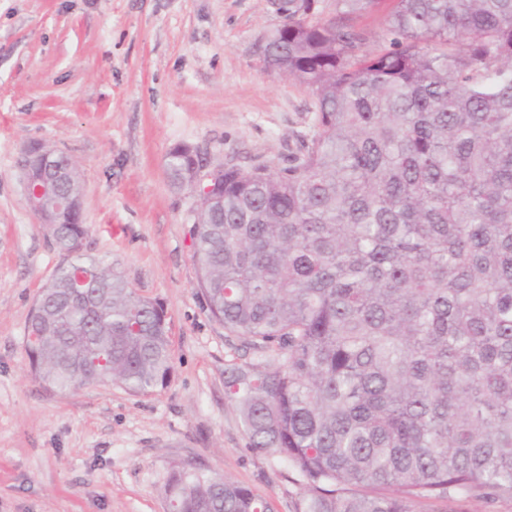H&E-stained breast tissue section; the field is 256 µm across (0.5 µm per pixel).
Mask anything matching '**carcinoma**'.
<instances>
[{"label": "carcinoma", "instance_id": "1", "mask_svg": "<svg viewBox=\"0 0 512 512\" xmlns=\"http://www.w3.org/2000/svg\"><path fill=\"white\" fill-rule=\"evenodd\" d=\"M382 0H280L263 46L314 99L288 164L224 166L200 197L193 258L211 317L278 357L230 363L224 393L248 447L301 478L296 512H415L490 488L512 499V0H392L389 44L356 16ZM198 154L167 157L190 188ZM49 151L31 175L65 171ZM43 225L66 262L36 300L26 346L57 391L136 395L172 371L164 308L86 257L91 225ZM171 512H268L221 473L168 470Z\"/></svg>", "mask_w": 512, "mask_h": 512}]
</instances>
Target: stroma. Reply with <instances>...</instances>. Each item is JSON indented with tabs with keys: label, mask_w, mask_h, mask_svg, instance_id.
Here are the masks:
<instances>
[{
	"label": "stroma",
	"mask_w": 512,
	"mask_h": 512,
	"mask_svg": "<svg viewBox=\"0 0 512 512\" xmlns=\"http://www.w3.org/2000/svg\"><path fill=\"white\" fill-rule=\"evenodd\" d=\"M281 22L271 0H0V512H166L175 462L296 512V474L249 449L224 394L225 363L276 352L242 347L209 315L190 237L197 195L166 169L178 145L213 167L280 165L312 136L309 90L262 53ZM33 145L78 165L88 256L168 313L173 370L154 395L53 392L31 374L28 317L63 260L19 177ZM416 512H512V500L474 492Z\"/></svg>",
	"instance_id": "35a3bbf8"
}]
</instances>
